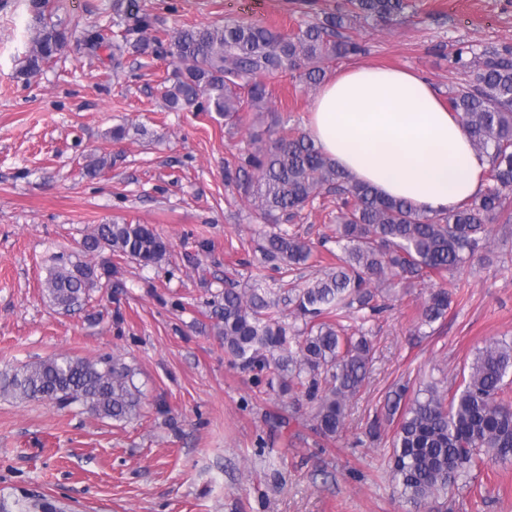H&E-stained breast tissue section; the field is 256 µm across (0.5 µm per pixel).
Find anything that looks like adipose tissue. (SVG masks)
I'll return each mask as SVG.
<instances>
[{
	"instance_id": "1",
	"label": "adipose tissue",
	"mask_w": 512,
	"mask_h": 512,
	"mask_svg": "<svg viewBox=\"0 0 512 512\" xmlns=\"http://www.w3.org/2000/svg\"><path fill=\"white\" fill-rule=\"evenodd\" d=\"M307 129L350 178L423 212L453 210L484 186L487 156L412 71L352 66L336 73L315 99Z\"/></svg>"
}]
</instances>
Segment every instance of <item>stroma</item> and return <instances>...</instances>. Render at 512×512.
I'll use <instances>...</instances> for the list:
<instances>
[{
    "label": "stroma",
    "mask_w": 512,
    "mask_h": 512,
    "mask_svg": "<svg viewBox=\"0 0 512 512\" xmlns=\"http://www.w3.org/2000/svg\"><path fill=\"white\" fill-rule=\"evenodd\" d=\"M159 31L258 20L297 30L338 0H138ZM113 0H49L44 21L28 0H0V369L34 357L112 354L134 372L141 405L116 422L79 406L0 398V493H43L65 512H512V463H491L471 485L414 507L400 497L383 443L365 441L397 384L456 389L478 350L512 338V224H495L485 249L448 273L445 318L418 323L422 284H393L391 306L368 323L374 358L351 402L342 438L309 427L310 403L271 429L284 400L224 353L213 299L225 276L246 282L254 266L274 275L261 247L266 225L250 218L240 189L226 183L250 138L273 120L305 128L318 94L298 73L267 76L271 108L226 125L217 112L171 109L163 98L174 59L124 55ZM67 28L59 54L33 76L20 69L42 23ZM107 44L85 45L92 29ZM364 54L328 64L420 72L440 98L467 86L449 58L512 47V0H409L402 23L363 24ZM128 135L113 140L115 126ZM105 159L94 177L85 167ZM147 224L171 244L142 267L115 261L111 288L72 311L52 305L42 282L54 259L77 252L95 225Z\"/></svg>",
    "instance_id": "1"
}]
</instances>
